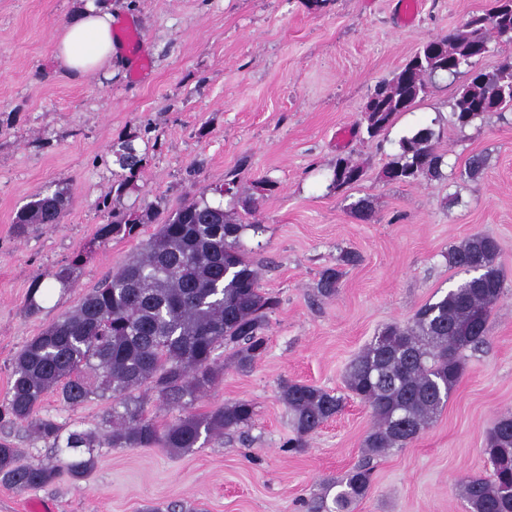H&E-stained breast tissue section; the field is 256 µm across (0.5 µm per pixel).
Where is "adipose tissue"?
I'll return each mask as SVG.
<instances>
[{
  "instance_id": "1",
  "label": "adipose tissue",
  "mask_w": 512,
  "mask_h": 512,
  "mask_svg": "<svg viewBox=\"0 0 512 512\" xmlns=\"http://www.w3.org/2000/svg\"><path fill=\"white\" fill-rule=\"evenodd\" d=\"M117 50L112 35V12L102 0H84L75 19L54 43L56 65L75 78L112 68Z\"/></svg>"
}]
</instances>
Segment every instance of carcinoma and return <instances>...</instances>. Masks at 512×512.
Returning a JSON list of instances; mask_svg holds the SVG:
<instances>
[{
	"label": "carcinoma",
	"mask_w": 512,
	"mask_h": 512,
	"mask_svg": "<svg viewBox=\"0 0 512 512\" xmlns=\"http://www.w3.org/2000/svg\"><path fill=\"white\" fill-rule=\"evenodd\" d=\"M473 13L462 26L425 39L415 55L390 80L378 82L365 103L361 123L369 138L387 131L396 118L411 111L440 73L467 75L452 107L454 125H472L490 112L512 111V59L492 72L476 69L475 53L491 35L512 44V0ZM437 120L398 141L399 153L383 169L389 184L422 178L441 180L448 165L436 143ZM129 136L112 144L122 174L112 182L120 197L136 189L146 153ZM362 169L338 158L330 187L336 191L358 183ZM229 212L207 199L191 197L142 241L139 252L91 289L71 312L32 337L16 356L11 386L0 402V424L21 426L66 456L63 470L75 482L95 467L97 448H162L179 452L204 446L214 437L242 430L253 421L249 400L213 407L203 415L187 413L161 427L144 414L134 392L145 388L166 403L187 406L215 383V351L228 347L242 371L253 367L266 345L264 330L274 298L262 291L259 272L246 257L241 235L260 226L246 223L257 209L255 195L234 193ZM69 205L62 191L37 194L13 219L18 237L45 224H59ZM153 223L151 209L110 211L100 225L101 240L137 238ZM496 239L473 233L444 254L448 266L467 275L434 302L425 303L411 322L386 325L349 364L347 390L371 409L373 425L365 453L378 457L406 447L430 427L447 405L464 369L462 353L478 351L488 341L489 314L499 301L504 279ZM83 255L55 270L51 277L68 290L76 283ZM342 271L329 268L316 283L317 293H335ZM55 393L75 410L93 397H109L112 406L105 429L72 430L41 415L44 398ZM280 399L292 416L296 438H305L345 406V397L299 382L280 386ZM483 455L492 463L488 477L463 483L469 512H512V414L489 430ZM60 470L23 463L13 443L0 440V484L19 489L49 486ZM372 467L365 462L334 481L333 507L321 501L313 512H348L365 498Z\"/></svg>",
	"instance_id": "obj_1"
}]
</instances>
